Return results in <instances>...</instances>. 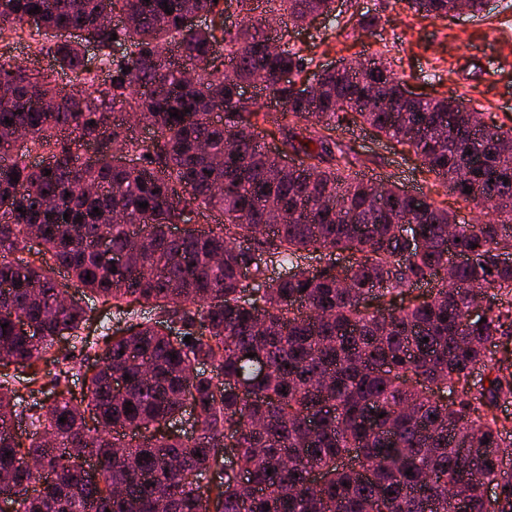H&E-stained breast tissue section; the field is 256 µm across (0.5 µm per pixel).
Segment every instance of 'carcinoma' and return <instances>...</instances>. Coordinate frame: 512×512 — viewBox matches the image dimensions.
Masks as SVG:
<instances>
[{
	"label": "carcinoma",
	"mask_w": 512,
	"mask_h": 512,
	"mask_svg": "<svg viewBox=\"0 0 512 512\" xmlns=\"http://www.w3.org/2000/svg\"><path fill=\"white\" fill-rule=\"evenodd\" d=\"M221 2L0 0V42L49 35L56 74L92 82L83 42L58 38L86 33L108 64L93 97L0 52V132L27 134L0 142V495L13 512H486L493 486L512 512V417L501 414L512 358L495 350L512 331V127L475 121L457 99L406 98L380 58L301 81L312 60L288 40L269 52L268 20L320 16L333 30L335 0H230L241 21L220 38L185 25L224 14ZM407 4L446 18L460 0ZM115 13L128 24L108 26ZM184 64L198 67L194 81ZM255 81L286 123L242 98ZM123 113L151 143L122 131ZM267 123L302 169L280 174L258 141ZM343 124L409 146L450 194L496 218L458 224L427 197L344 172L324 135ZM80 142L97 146L81 165ZM33 152L47 157L33 165ZM277 212L284 223L257 236ZM190 213L224 223L173 235ZM33 237L37 258L25 260ZM55 269L130 320L121 336L82 340L101 353L78 398L61 388L68 371L47 383L38 371L68 359L59 339L79 338L94 310L58 300ZM244 269L261 282L247 300ZM424 281L432 295L394 306ZM489 289L507 300L468 319ZM45 389L47 404L35 397ZM186 394L198 431L169 434ZM230 429L238 471L222 474ZM242 475L259 493L244 496Z\"/></svg>",
	"instance_id": "1"
}]
</instances>
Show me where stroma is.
Segmentation results:
<instances>
[{
  "mask_svg": "<svg viewBox=\"0 0 512 512\" xmlns=\"http://www.w3.org/2000/svg\"><path fill=\"white\" fill-rule=\"evenodd\" d=\"M346 27L324 29L322 23L289 28L288 38L312 58L313 69L343 59H388L405 88L424 97L463 101L489 124L512 126V10L488 4L478 16L463 13L445 19L425 18L409 9L406 0H341ZM378 16L373 34L359 35L363 16ZM498 58L494 72L485 62ZM331 137L352 161L353 172L390 182L405 191L427 196L451 209L458 223H474L479 213L457 200L422 173L406 146L376 140L370 130L339 127Z\"/></svg>",
  "mask_w": 512,
  "mask_h": 512,
  "instance_id": "1",
  "label": "stroma"
}]
</instances>
